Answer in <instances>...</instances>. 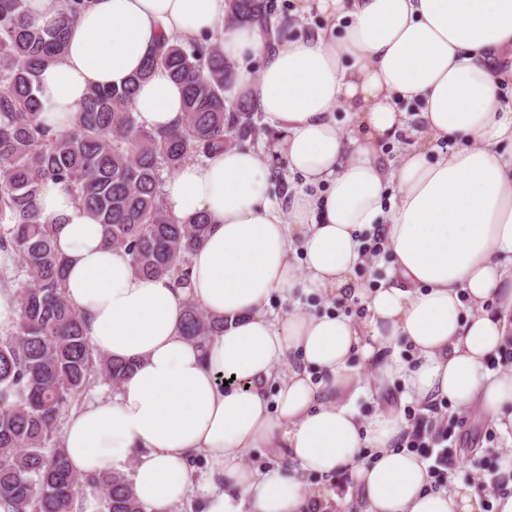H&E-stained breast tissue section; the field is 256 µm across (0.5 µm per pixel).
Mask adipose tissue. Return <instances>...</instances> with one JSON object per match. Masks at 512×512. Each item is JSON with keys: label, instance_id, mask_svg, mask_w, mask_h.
Here are the masks:
<instances>
[{"label": "adipose tissue", "instance_id": "1", "mask_svg": "<svg viewBox=\"0 0 512 512\" xmlns=\"http://www.w3.org/2000/svg\"><path fill=\"white\" fill-rule=\"evenodd\" d=\"M228 11L229 0H91L40 75L45 116L73 122L89 86H122L160 37L210 35L237 64L235 91L283 133L271 156L230 147L165 179L173 216L209 220L182 288L135 274L67 184L43 183L70 303L95 350L134 364L115 396L71 413L63 446L74 469L134 460L145 512H171L190 494L194 453L224 482L207 488L205 512H311L322 496L301 474L344 471L359 494L342 512H484L477 485L431 490L426 462L395 450L402 413L362 418L354 403L370 381L398 380L423 403L478 407L512 445V366L488 365L512 343V0H300L299 15L324 27L269 44L257 28L227 25ZM135 116L177 127L181 86L155 70ZM401 135L415 148L382 162L381 146ZM275 154L302 178L278 201ZM367 230L392 255L371 290L355 275ZM298 288L360 303L365 316L263 312L273 293ZM189 300L224 320L203 348L179 333ZM280 446L287 465L245 461Z\"/></svg>", "mask_w": 512, "mask_h": 512}]
</instances>
